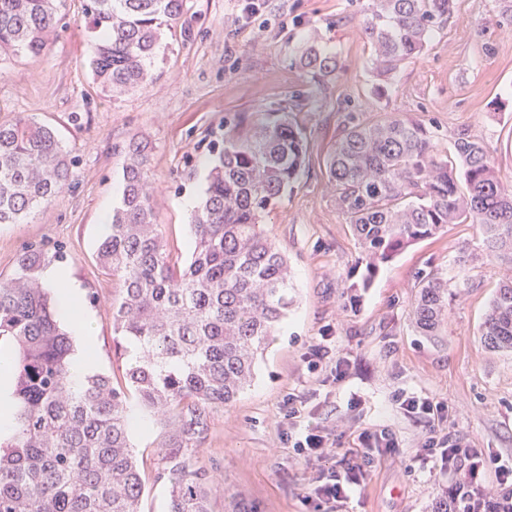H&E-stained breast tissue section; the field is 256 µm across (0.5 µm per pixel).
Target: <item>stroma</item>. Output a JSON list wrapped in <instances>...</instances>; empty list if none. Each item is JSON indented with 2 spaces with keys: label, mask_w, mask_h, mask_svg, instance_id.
<instances>
[{
  "label": "stroma",
  "mask_w": 512,
  "mask_h": 512,
  "mask_svg": "<svg viewBox=\"0 0 512 512\" xmlns=\"http://www.w3.org/2000/svg\"><path fill=\"white\" fill-rule=\"evenodd\" d=\"M368 3L255 0L250 11L245 0H190L175 37L155 59L158 80L117 100L92 84L86 60L93 38L79 0H67L66 25L43 61L0 62V121L29 115L52 124L74 161L68 186L50 205L26 223L0 224V276L12 275L27 250H63L62 266L95 322V366L110 375L124 370L112 331L119 284L95 255L99 215L121 199L130 137L153 145L158 232L172 257L185 260L191 204L203 195L211 142L236 125L254 127L268 112L293 113L306 132L304 169L262 219L288 259L293 305L253 386L234 406L211 409L209 430L193 453L212 479V512H311L304 497L335 460H305L282 441L289 395L299 409L292 433L321 427L343 453L356 450L366 430L386 431L395 441L393 453L371 457L346 512H429L433 498L460 477L424 463L432 437L481 451V491L512 492L498 474L499 465H512V352L489 348L480 335L505 264L487 254L478 225L452 224L382 266L350 306L345 277L359 248L336 207L326 167L349 121L399 117L424 123L442 154L461 132L484 141L512 182V29L499 26L495 0H456L454 17L380 98L361 30ZM312 44L338 62L316 81L301 66ZM421 273L448 282V314L434 338L417 335L410 321ZM323 342L330 360L341 362L342 376L309 369L306 352ZM403 394L429 398L446 411L407 413ZM163 434L152 422L133 433L148 458L141 512H168L155 449Z\"/></svg>",
  "instance_id": "obj_1"
}]
</instances>
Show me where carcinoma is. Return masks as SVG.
I'll use <instances>...</instances> for the list:
<instances>
[{"label":"carcinoma","instance_id":"1","mask_svg":"<svg viewBox=\"0 0 512 512\" xmlns=\"http://www.w3.org/2000/svg\"><path fill=\"white\" fill-rule=\"evenodd\" d=\"M67 0H0V56L44 55L61 27ZM93 34V81L110 97L157 79L154 58L176 34L188 0H82ZM455 0H372L363 31L371 44L375 95L387 92L408 60L454 13ZM304 71L336 69L335 56L310 47ZM308 150L290 114L269 113L251 135L225 133L209 149L207 185L190 229L193 251L172 261L151 205V147L130 140L122 198L97 249L102 270L120 283L112 304L116 346L126 358L114 379L94 372L69 379L72 337L50 308L44 267L64 259L31 249L16 273L0 278V341L18 356L14 428L0 454V512H140L146 459L132 442L131 403L171 426L163 445L168 512H211L209 473L192 451L208 430L209 410L232 406L250 385L256 362L288 317V261L261 218L297 180ZM72 160L49 126L21 115L0 122V224H18L67 186ZM336 205L360 249L347 274V298L371 287L380 267L450 224H477L489 255L512 269V184L488 147L465 133L453 159L441 156L422 123L387 118L354 124L331 151ZM411 322L439 335L448 281L418 278ZM481 336L512 351V276L500 280ZM433 512H512V495L488 498L459 485Z\"/></svg>","mask_w":512,"mask_h":512}]
</instances>
